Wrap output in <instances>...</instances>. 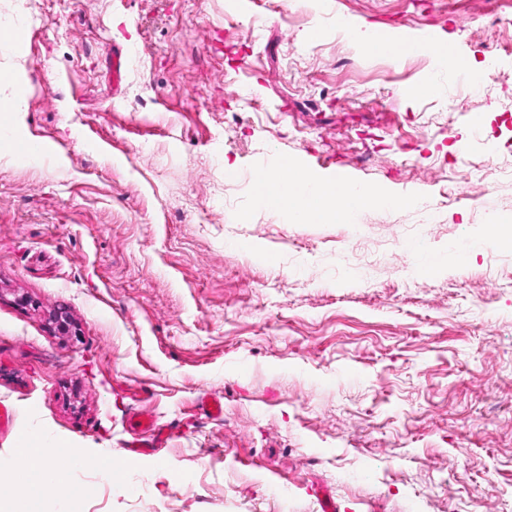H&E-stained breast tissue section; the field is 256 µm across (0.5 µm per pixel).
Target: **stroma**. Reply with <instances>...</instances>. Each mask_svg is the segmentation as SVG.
Wrapping results in <instances>:
<instances>
[{
  "mask_svg": "<svg viewBox=\"0 0 512 512\" xmlns=\"http://www.w3.org/2000/svg\"><path fill=\"white\" fill-rule=\"evenodd\" d=\"M346 20L493 74L368 57ZM1 26V473L33 430L124 457L143 410L166 446L46 512H512V249L481 237L512 217V0H0ZM281 155L420 203L288 223L252 191ZM424 51H426L429 55H431L434 59L438 61L439 64L448 68V72L453 67V62L448 60V56L456 63V80H465L466 74L464 70L459 66L462 58L457 54L454 48H448V36L440 35L437 37H433L431 40L427 42L424 46Z\"/></svg>",
  "mask_w": 512,
  "mask_h": 512,
  "instance_id": "1",
  "label": "stroma"
}]
</instances>
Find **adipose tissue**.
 Returning a JSON list of instances; mask_svg holds the SVG:
<instances>
[{"mask_svg":"<svg viewBox=\"0 0 512 512\" xmlns=\"http://www.w3.org/2000/svg\"><path fill=\"white\" fill-rule=\"evenodd\" d=\"M291 173L290 185L274 193L256 191L255 197L259 205L280 212L293 224H351L369 208L397 209L412 204L411 198L394 196L369 184L358 183L352 188L337 190L334 181L319 177L296 163L292 164ZM21 440L25 445L23 468L10 477L9 512H43V488L66 484L70 468L92 462L78 448L70 464L62 465L57 454L58 441L41 432L23 433ZM92 464L107 479L113 478L117 471L109 460Z\"/></svg>","mask_w":512,"mask_h":512,"instance_id":"1","label":"adipose tissue"}]
</instances>
